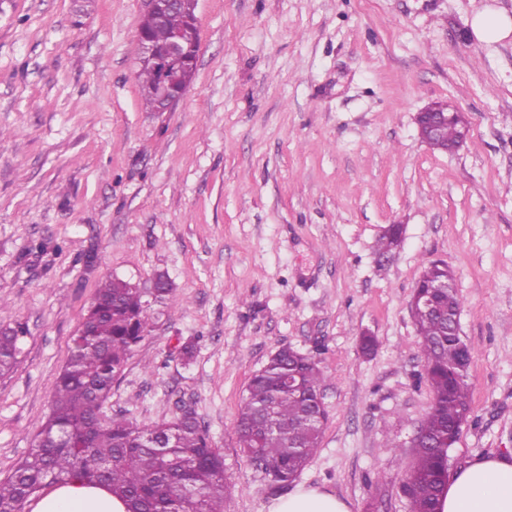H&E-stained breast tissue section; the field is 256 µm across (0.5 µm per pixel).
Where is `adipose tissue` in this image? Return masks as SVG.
<instances>
[{
	"instance_id": "adipose-tissue-1",
	"label": "adipose tissue",
	"mask_w": 512,
	"mask_h": 512,
	"mask_svg": "<svg viewBox=\"0 0 512 512\" xmlns=\"http://www.w3.org/2000/svg\"><path fill=\"white\" fill-rule=\"evenodd\" d=\"M478 42L512 38V16L484 7L470 21ZM441 512H512V457L494 454L452 472L441 497ZM33 512H126L124 502L109 490L72 478L50 488ZM267 512H349L346 502L320 488L299 485L274 499Z\"/></svg>"
}]
</instances>
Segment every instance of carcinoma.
Listing matches in <instances>:
<instances>
[{
	"label": "carcinoma",
	"mask_w": 512,
	"mask_h": 512,
	"mask_svg": "<svg viewBox=\"0 0 512 512\" xmlns=\"http://www.w3.org/2000/svg\"><path fill=\"white\" fill-rule=\"evenodd\" d=\"M154 45L162 49L180 31L199 48L198 29L181 11L161 24L143 17ZM146 108L154 111L158 76L138 70ZM157 288L114 278L95 300L71 339L69 357L52 383V402L28 455L0 480V512H25L43 491L73 477L108 488L128 512H224L229 483L223 456L211 446L197 414L138 425L123 414L108 416L104 404L135 347L153 328L154 306L172 292L158 274ZM461 307L454 286L442 290L437 308L412 311L424 377L433 398L422 424L433 444L416 449L411 471L416 488L412 512H437L448 480V439L469 413L468 384L458 366L466 342L455 335L451 316ZM24 328L0 325V376L10 374L20 354ZM324 373L310 353L283 347L250 378L236 419L239 448L278 487L292 483L320 444L327 411Z\"/></svg>",
	"instance_id": "1"
}]
</instances>
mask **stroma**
<instances>
[{
    "label": "stroma",
    "mask_w": 512,
    "mask_h": 512,
    "mask_svg": "<svg viewBox=\"0 0 512 512\" xmlns=\"http://www.w3.org/2000/svg\"><path fill=\"white\" fill-rule=\"evenodd\" d=\"M487 5L512 14V0H198L189 87L149 112L144 0H0V323L27 331L0 377V479L33 447L99 284L158 273L173 299L104 411L151 425L191 406L224 457V512L282 495L235 420L283 346L317 352L325 375L299 483L350 512H410L402 480L432 402L410 300L433 261L455 274L474 352L448 468L511 453L512 40L473 37ZM436 102L468 122L455 151L419 136ZM391 224L403 240L383 255Z\"/></svg>",
    "instance_id": "stroma-1"
}]
</instances>
